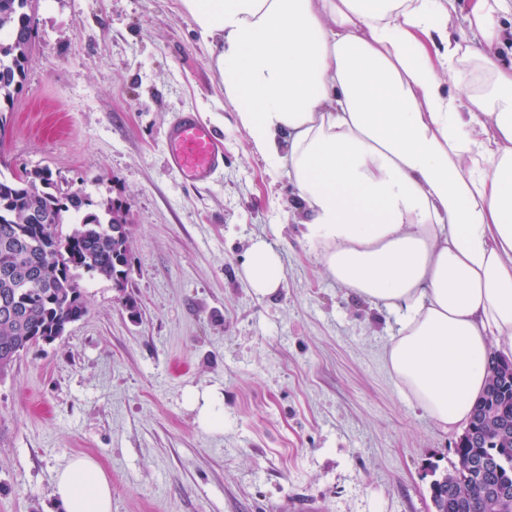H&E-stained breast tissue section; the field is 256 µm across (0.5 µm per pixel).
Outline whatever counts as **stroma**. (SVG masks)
Listing matches in <instances>:
<instances>
[{"label": "stroma", "mask_w": 512, "mask_h": 512, "mask_svg": "<svg viewBox=\"0 0 512 512\" xmlns=\"http://www.w3.org/2000/svg\"><path fill=\"white\" fill-rule=\"evenodd\" d=\"M187 111L224 138L205 187L167 159ZM38 167L123 202L129 284L82 274L87 315L0 378V512H56L80 455L111 475L112 512H434L458 432L391 377L396 314L325 274L177 0H38L0 171ZM259 238L286 274L267 297L243 275ZM202 394L220 424L199 422Z\"/></svg>", "instance_id": "1"}]
</instances>
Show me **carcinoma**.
<instances>
[{
  "label": "carcinoma",
  "mask_w": 512,
  "mask_h": 512,
  "mask_svg": "<svg viewBox=\"0 0 512 512\" xmlns=\"http://www.w3.org/2000/svg\"><path fill=\"white\" fill-rule=\"evenodd\" d=\"M37 0H0V112L12 109L32 50ZM119 199L63 189L48 168L0 172V374L20 352L88 313L80 272L118 284L130 265ZM488 381L456 461L430 485L434 512H512V360L488 355Z\"/></svg>",
  "instance_id": "1"
}]
</instances>
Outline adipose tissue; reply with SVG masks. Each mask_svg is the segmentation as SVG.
<instances>
[{
  "label": "adipose tissue",
  "mask_w": 512,
  "mask_h": 512,
  "mask_svg": "<svg viewBox=\"0 0 512 512\" xmlns=\"http://www.w3.org/2000/svg\"><path fill=\"white\" fill-rule=\"evenodd\" d=\"M224 97L303 205L300 232L344 288L398 317L387 367L439 426L467 423L491 347L512 352V0H179ZM469 98H461V91ZM245 278L285 281L264 240ZM60 512H112L89 456L57 471Z\"/></svg>",
  "instance_id": "adipose-tissue-1"
}]
</instances>
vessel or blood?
<instances>
[{
    "mask_svg": "<svg viewBox=\"0 0 512 512\" xmlns=\"http://www.w3.org/2000/svg\"><path fill=\"white\" fill-rule=\"evenodd\" d=\"M169 161L191 185L208 183L224 166V141L195 113H180L171 124L166 137Z\"/></svg>",
    "mask_w": 512,
    "mask_h": 512,
    "instance_id": "vessel-or-blood-1",
    "label": "vessel or blood"
}]
</instances>
